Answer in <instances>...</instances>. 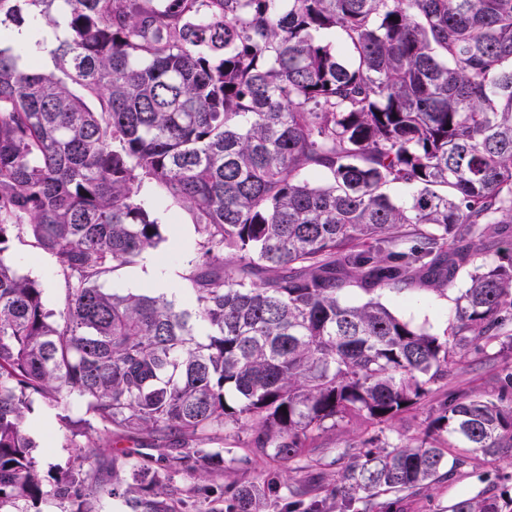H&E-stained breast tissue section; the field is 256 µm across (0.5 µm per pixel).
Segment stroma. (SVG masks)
Instances as JSON below:
<instances>
[{"mask_svg":"<svg viewBox=\"0 0 512 512\" xmlns=\"http://www.w3.org/2000/svg\"><path fill=\"white\" fill-rule=\"evenodd\" d=\"M139 199L149 209L163 228L165 236L150 257L159 271L170 269L183 272L188 261L195 256L194 227L185 211L166 201L152 184H144ZM12 262L41 283L45 290L48 309L58 311L63 307L62 293L54 273L50 256L33 248L29 242H15L10 253ZM466 277H459L447 294L440 295L420 288H409L387 293L382 301L401 318L436 335H444L451 326L455 314V299L466 288ZM512 372V350L493 345L484 349H468L456 362L449 364L448 377L444 382L447 392L455 394H498L500 376ZM440 400L439 395L426 398L416 410L405 413L391 426L378 428L354 420L329 432L320 441L314 457L324 462L321 472L313 473L315 494L323 501L322 512H361V503L346 504L332 496L344 466L339 453L348 443L372 435L384 434L390 441L416 435L425 426V420ZM27 431L38 445L37 453L44 475L54 476L67 470L79 454L70 445L69 428L58 421L56 412L41 400H34L28 416ZM512 494V460L504 458L483 463L476 468L454 472L444 480L409 495L387 494L379 499L375 512H448V507L462 497L482 495L496 497L501 493Z\"/></svg>","mask_w":512,"mask_h":512,"instance_id":"stroma-1","label":"stroma"}]
</instances>
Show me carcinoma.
Returning <instances> with one entry per match:
<instances>
[{
    "instance_id": "obj_1",
    "label": "carcinoma",
    "mask_w": 512,
    "mask_h": 512,
    "mask_svg": "<svg viewBox=\"0 0 512 512\" xmlns=\"http://www.w3.org/2000/svg\"><path fill=\"white\" fill-rule=\"evenodd\" d=\"M15 26L64 32L49 73L44 42L0 47V512L103 497L173 512L178 479L223 512L209 478L250 462L206 447L224 435L285 466L235 486V512H320L296 478L315 439L394 422L470 345L512 347V244L486 251L512 224V0H0V39ZM144 183L191 218L190 307L104 287L165 240ZM22 237L53 258L57 313L5 260ZM461 271L442 338L380 301L443 296ZM35 396L67 426L85 409L81 460L50 480ZM98 431L113 453L79 441ZM341 457L336 497L370 512L511 458L512 402L444 398L422 435ZM449 512H512V497Z\"/></svg>"
}]
</instances>
